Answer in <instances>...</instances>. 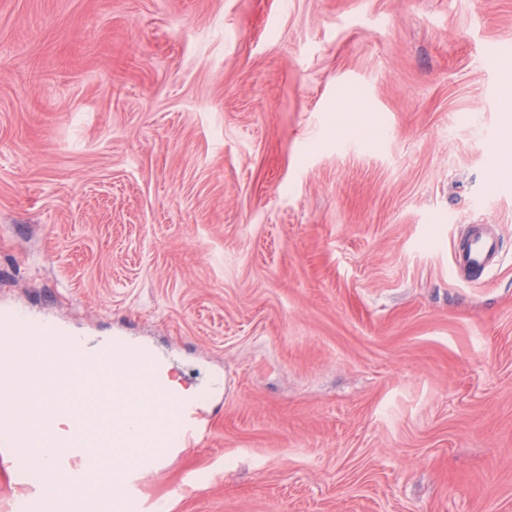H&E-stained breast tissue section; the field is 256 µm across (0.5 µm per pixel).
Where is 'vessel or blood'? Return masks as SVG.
I'll use <instances>...</instances> for the list:
<instances>
[{
  "label": "vessel or blood",
  "instance_id": "1",
  "mask_svg": "<svg viewBox=\"0 0 512 512\" xmlns=\"http://www.w3.org/2000/svg\"><path fill=\"white\" fill-rule=\"evenodd\" d=\"M500 262L498 238L479 229L453 256L457 276L467 281L486 276ZM56 327L53 319L22 308L0 320V334L19 348ZM76 345L79 356L63 351L53 362L62 381L63 408L78 413L67 452L50 451L51 435L38 422L49 402L41 373H25L18 362L0 369V391L17 395L12 408L0 411V477L16 490L13 512H99L100 499L106 495L112 498L113 512H144V479L156 472L172 449L201 446L209 425L198 400L174 397L137 346L123 345L117 337L107 341L81 337ZM118 349L131 365L126 382L140 395L138 401L122 407L123 414L136 422L135 435L123 443L126 458L121 465L102 460L92 464L87 449L111 443L113 428L100 409L89 406L88 391L110 381L112 355ZM50 472L67 476L63 490L48 483Z\"/></svg>",
  "mask_w": 512,
  "mask_h": 512
}]
</instances>
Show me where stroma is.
I'll return each mask as SVG.
<instances>
[{"mask_svg":"<svg viewBox=\"0 0 512 512\" xmlns=\"http://www.w3.org/2000/svg\"><path fill=\"white\" fill-rule=\"evenodd\" d=\"M0 306L208 393L167 512H512V0H0ZM501 256L499 239L493 234L476 229L454 251V270L459 278L476 281L498 266Z\"/></svg>","mask_w":512,"mask_h":512,"instance_id":"stroma-1","label":"stroma"}]
</instances>
